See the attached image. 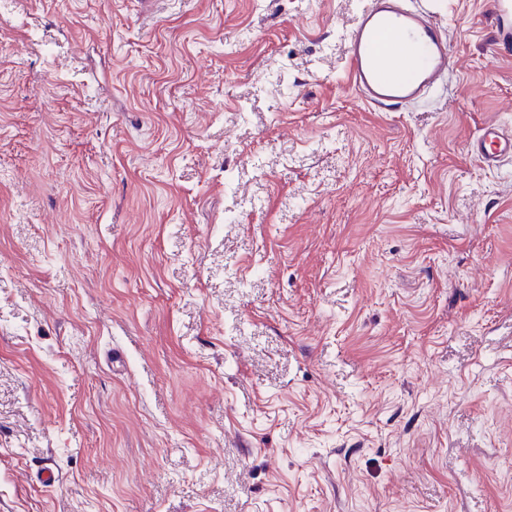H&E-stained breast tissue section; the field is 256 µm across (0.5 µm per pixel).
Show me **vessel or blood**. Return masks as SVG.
Wrapping results in <instances>:
<instances>
[{
    "label": "vessel or blood",
    "instance_id": "b4317fda",
    "mask_svg": "<svg viewBox=\"0 0 512 512\" xmlns=\"http://www.w3.org/2000/svg\"><path fill=\"white\" fill-rule=\"evenodd\" d=\"M401 0H370L352 33L348 77L368 106L393 111L419 101L451 68L445 29L429 11ZM497 36L512 40V0H493ZM474 147L488 166L512 157V135L498 124L481 129Z\"/></svg>",
    "mask_w": 512,
    "mask_h": 512
}]
</instances>
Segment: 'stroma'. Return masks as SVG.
<instances>
[{"mask_svg": "<svg viewBox=\"0 0 512 512\" xmlns=\"http://www.w3.org/2000/svg\"><path fill=\"white\" fill-rule=\"evenodd\" d=\"M490 2L381 112L368 0H0V512H512ZM475 150L488 166H496L505 157H512V136L496 123H487L480 130Z\"/></svg>", "mask_w": 512, "mask_h": 512, "instance_id": "obj_1", "label": "stroma"}]
</instances>
